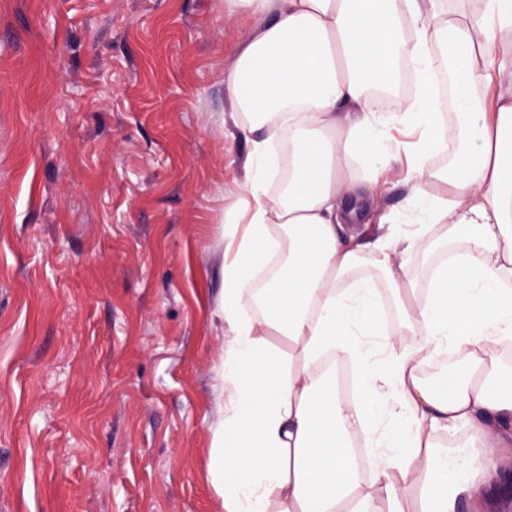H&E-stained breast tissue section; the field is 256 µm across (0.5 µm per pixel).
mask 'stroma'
<instances>
[{
	"instance_id": "1",
	"label": "stroma",
	"mask_w": 512,
	"mask_h": 512,
	"mask_svg": "<svg viewBox=\"0 0 512 512\" xmlns=\"http://www.w3.org/2000/svg\"><path fill=\"white\" fill-rule=\"evenodd\" d=\"M224 0H0V512H224Z\"/></svg>"
}]
</instances>
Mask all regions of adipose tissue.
I'll return each instance as SVG.
<instances>
[{
  "label": "adipose tissue",
  "instance_id": "1",
  "mask_svg": "<svg viewBox=\"0 0 512 512\" xmlns=\"http://www.w3.org/2000/svg\"><path fill=\"white\" fill-rule=\"evenodd\" d=\"M256 18L224 92L247 146L244 205L224 214V421L210 470L224 512H487L512 459V0H225ZM450 65L448 127L434 94ZM411 68L416 93L376 109ZM288 184L271 194V147ZM449 171L431 159L447 140ZM407 161L380 234H345L364 192ZM439 191H428V184ZM464 246L421 285L431 228ZM375 269L394 293L385 322ZM299 344L286 359L269 342ZM464 376L432 386L441 348ZM465 431L454 449L440 434ZM373 449L368 475L354 443Z\"/></svg>",
  "mask_w": 512,
  "mask_h": 512
}]
</instances>
